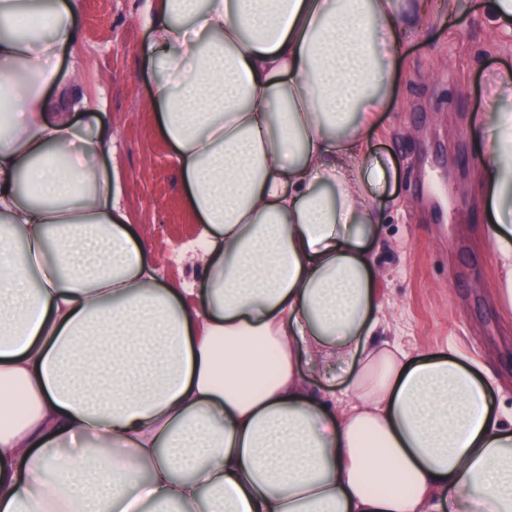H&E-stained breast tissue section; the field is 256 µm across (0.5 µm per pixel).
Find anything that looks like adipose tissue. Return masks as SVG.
I'll return each instance as SVG.
<instances>
[{
    "instance_id": "1",
    "label": "adipose tissue",
    "mask_w": 512,
    "mask_h": 512,
    "mask_svg": "<svg viewBox=\"0 0 512 512\" xmlns=\"http://www.w3.org/2000/svg\"><path fill=\"white\" fill-rule=\"evenodd\" d=\"M458 0H159L151 104L197 232L162 280L86 100L78 0H0V512H512V408L389 342L369 163L395 47ZM37 16L21 27L19 14ZM474 140L512 305V72ZM349 380L326 399L312 379Z\"/></svg>"
}]
</instances>
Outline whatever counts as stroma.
I'll return each mask as SVG.
<instances>
[{"instance_id": "35a3bbf8", "label": "stroma", "mask_w": 512, "mask_h": 512, "mask_svg": "<svg viewBox=\"0 0 512 512\" xmlns=\"http://www.w3.org/2000/svg\"><path fill=\"white\" fill-rule=\"evenodd\" d=\"M153 0H79L80 39L56 62L55 96L78 75L79 89L112 138L103 161L122 188L137 235L154 248L161 278L193 281L197 266L176 250L196 232L173 152L151 106L157 74L144 59V16ZM512 69V34L485 20L483 0H459L401 42L371 158L387 169L375 190L387 219L372 242L377 303L392 334L431 354L458 345L487 357L500 383L493 403L512 405V310L495 300L499 269L474 188L481 159L473 136L495 76Z\"/></svg>"}]
</instances>
